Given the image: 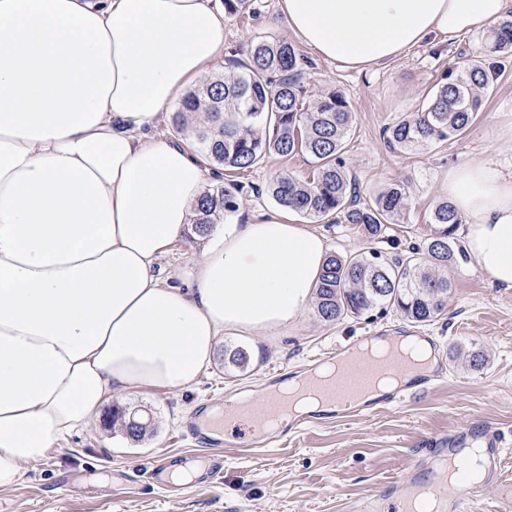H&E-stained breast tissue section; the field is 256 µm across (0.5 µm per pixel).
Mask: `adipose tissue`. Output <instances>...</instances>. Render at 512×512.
<instances>
[{
  "instance_id": "adipose-tissue-1",
  "label": "adipose tissue",
  "mask_w": 512,
  "mask_h": 512,
  "mask_svg": "<svg viewBox=\"0 0 512 512\" xmlns=\"http://www.w3.org/2000/svg\"><path fill=\"white\" fill-rule=\"evenodd\" d=\"M288 30L357 71L496 24L512 0H279ZM220 0H0V489L139 390L195 385L227 334L270 336L314 298L325 237L275 211L203 238L162 283L207 171L149 130L224 57ZM443 188L477 266L512 288V174ZM189 233L176 241L170 251L158 261L160 276L168 284L183 286L193 279L196 260L203 242H191Z\"/></svg>"
}]
</instances>
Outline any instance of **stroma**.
Returning a JSON list of instances; mask_svg holds the SVG:
<instances>
[{"mask_svg": "<svg viewBox=\"0 0 512 512\" xmlns=\"http://www.w3.org/2000/svg\"><path fill=\"white\" fill-rule=\"evenodd\" d=\"M256 15L226 17L224 60L208 74L244 64L254 40L290 39L278 0H251ZM483 50L481 32L447 43H428L365 74L313 57L308 47L305 75L311 86L346 94L354 114L345 139L347 166L362 200H372L387 185L406 184L410 195L408 232L379 243L385 258L404 244L423 242L434 232L430 217L442 202L441 182L450 167L492 160L512 168V65L491 81L481 112L461 137L411 153H395L383 131L408 112L417 111L448 70L468 54ZM304 179L312 173L308 157L272 156L237 175L240 208L233 223L276 210L266 187L281 172ZM201 242L182 237L158 261L162 280L183 286L193 279ZM452 291L445 314L428 326L409 327L391 308L359 318L321 322L306 310L294 326L278 336L225 337L210 366L192 388L175 393L141 390L128 395V408H145L152 426L138 441L117 426L75 435L59 451L28 467L18 487L0 490V512H348L351 503L402 477L413 449L426 437L466 423H488L504 437L502 474L512 481V289L494 286L472 258L458 259L448 272ZM449 342L446 374L423 398L343 422L304 427L271 446L223 445L224 473L210 489H168L145 476L158 456L194 458L202 449L180 437L183 422L223 406L241 392L261 393L273 376L291 377L308 370L315 359L335 356L349 339L394 328ZM243 348L246 372L226 366L231 350ZM482 354L481 369L469 365ZM70 479L85 493L57 501L59 483Z\"/></svg>", "mask_w": 512, "mask_h": 512, "instance_id": "stroma-1", "label": "stroma"}]
</instances>
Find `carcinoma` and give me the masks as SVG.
<instances>
[{"label":"carcinoma","mask_w":512,"mask_h":512,"mask_svg":"<svg viewBox=\"0 0 512 512\" xmlns=\"http://www.w3.org/2000/svg\"><path fill=\"white\" fill-rule=\"evenodd\" d=\"M485 45L490 55H512V17L488 31ZM303 61L286 39L258 40L248 63L190 91L174 122L207 164L231 173L245 172L270 155L310 158L312 176L301 180L280 174L268 185V194L281 207L316 222L356 226L367 244L329 255L314 293L317 317L335 323L390 306L408 321L426 325L448 306V269L462 254L455 241L460 218L451 203L438 204L431 223L439 229L431 237L390 261L383 258L374 245L404 228L406 187L393 183L370 202L358 200L343 158L353 123L349 101L341 91L306 83ZM497 67L496 61L474 56L449 72L417 112L385 129L389 149L408 153L463 135L480 110L488 73ZM238 192L236 183L207 190L194 209L193 233L202 237L233 216L240 207ZM117 422L135 441L147 431L128 424V414L114 408L112 423Z\"/></svg>","instance_id":"cac0c4a2"}]
</instances>
